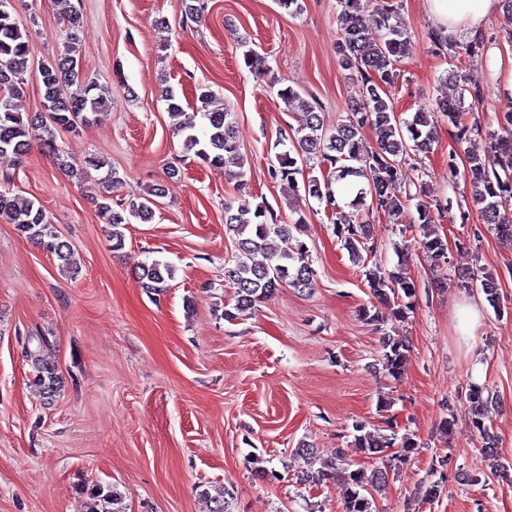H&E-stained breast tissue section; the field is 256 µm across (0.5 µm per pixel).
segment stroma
Here are the masks:
<instances>
[{"label": "stroma", "instance_id": "35a3bbf8", "mask_svg": "<svg viewBox=\"0 0 512 512\" xmlns=\"http://www.w3.org/2000/svg\"><path fill=\"white\" fill-rule=\"evenodd\" d=\"M398 2L408 37L394 91L398 116L432 111L449 94L452 68L481 91L466 98V114L497 130V116L512 111L495 64L496 55L512 53V16L489 17L484 48L470 56L455 44L434 45L427 0ZM206 3L193 23L178 0H10L35 64L20 111H42L36 67L63 50L64 18L77 12L82 73L111 88L112 103L76 131H57L55 144L60 154L92 153L116 171L113 199L155 185L165 195L151 222L125 226V247L116 252L85 184L39 146L20 161L0 157L11 192L44 207L79 261L77 274L62 272L55 257L0 219V512H86L80 484L117 488L125 512H209L203 492L218 486L233 490L231 512H342L340 480L303 483L308 465L298 449L306 444L326 458L342 448L354 467L371 470L374 460L351 446L357 424L379 433L391 427L416 443L406 455L392 448L377 512H512V244L477 212L461 219L470 186L463 174L448 173L449 150L483 153L484 138L455 145L441 117L432 152L403 165L406 185L453 202L435 227L448 243V263L435 266L420 234L405 232L408 217L373 215L383 267L405 264L420 292L404 318L368 324L360 316L371 301L363 270L324 206L269 176L280 132L298 125L278 88L315 100L329 127L361 101L336 59L338 0H299L297 13L276 0ZM250 49L266 56L268 73L245 67ZM168 85L184 110L205 85L231 111L249 192L185 150L163 97ZM173 167L178 175H170ZM263 200L281 218L305 216L315 286L281 288L228 319L233 291L224 263L235 239L225 231L224 207ZM152 260L176 269L171 288L155 299L134 272ZM460 268L501 272L498 303L456 288ZM469 306L478 320L465 329L460 314ZM32 336L47 338L45 355L62 378L50 398L24 353ZM386 336L409 344L397 379L381 367ZM474 386L499 399L488 413L499 437L494 460L481 453L470 425L466 395ZM449 416L455 426L445 434L439 423ZM437 472L439 497L417 499V486Z\"/></svg>", "mask_w": 512, "mask_h": 512}]
</instances>
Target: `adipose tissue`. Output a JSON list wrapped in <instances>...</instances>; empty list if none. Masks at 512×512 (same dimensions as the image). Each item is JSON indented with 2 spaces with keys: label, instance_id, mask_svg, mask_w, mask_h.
I'll return each instance as SVG.
<instances>
[{
  "label": "adipose tissue",
  "instance_id": "adipose-tissue-1",
  "mask_svg": "<svg viewBox=\"0 0 512 512\" xmlns=\"http://www.w3.org/2000/svg\"><path fill=\"white\" fill-rule=\"evenodd\" d=\"M429 12L444 39L481 30L500 8V0H428Z\"/></svg>",
  "mask_w": 512,
  "mask_h": 512
}]
</instances>
